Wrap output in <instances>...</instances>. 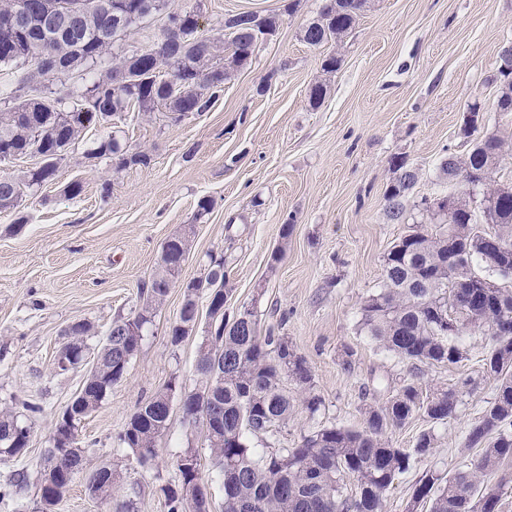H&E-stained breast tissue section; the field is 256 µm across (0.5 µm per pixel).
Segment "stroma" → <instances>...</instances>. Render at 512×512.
Segmentation results:
<instances>
[{
    "label": "stroma",
    "mask_w": 512,
    "mask_h": 512,
    "mask_svg": "<svg viewBox=\"0 0 512 512\" xmlns=\"http://www.w3.org/2000/svg\"><path fill=\"white\" fill-rule=\"evenodd\" d=\"M320 6L321 0H170L171 10L199 12L198 33L211 39L221 38L225 16L242 11L276 16L279 26L206 112L177 124L159 111L131 112L116 127H90L67 149L53 182L25 191L17 213L25 224L0 215V406L19 414L28 403L41 408L29 420L26 452L0 461V512H36L55 420L85 379V368H53L65 330L90 321L96 333L87 345L97 350L113 319L138 312L164 242L180 232L191 240L180 284L146 325L126 377L82 420L86 471L55 512H109V503L87 489L90 472L102 465L114 471L117 496L131 512H166L161 488L178 483L174 461L188 448L200 456L211 512H221V478L180 403L172 405L151 466H140L115 442L172 377L194 386L207 299L198 302L192 336L174 347L167 331L181 309L182 283L201 277L210 256L225 260L232 290L226 316L256 302L262 320L278 326L305 360L322 399L316 413L297 410L277 435L279 447H295L321 427H362L369 398L385 401L407 377L408 366L358 331L360 303L380 288L385 255L417 229L386 217L390 160L400 156L417 169L413 200L432 198L452 190L438 171L444 152L464 154L474 143L460 133L468 104L481 103L485 131L512 133V113L492 108L499 50L512 42V0H370L342 41L313 48L302 29ZM330 53L341 67L328 75L321 63ZM319 81L327 93L314 108L308 92ZM113 133L131 150L147 152L149 166L87 158ZM74 181L83 191L72 199L63 189ZM204 196L214 207L198 221ZM289 217L294 224L285 238L281 226ZM278 250L283 257L272 262ZM458 342L466 360L425 369L423 389L477 374L487 337L468 331ZM349 349L355 367L348 374L341 363ZM493 395L488 383L464 396L456 417L439 427L435 453L415 461L387 492L384 512H406L423 472L466 467L465 434ZM20 474L26 480L19 485Z\"/></svg>",
    "instance_id": "obj_1"
}]
</instances>
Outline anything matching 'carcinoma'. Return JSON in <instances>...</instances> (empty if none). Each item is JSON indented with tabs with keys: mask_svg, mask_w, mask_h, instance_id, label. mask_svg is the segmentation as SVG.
Segmentation results:
<instances>
[{
	"mask_svg": "<svg viewBox=\"0 0 512 512\" xmlns=\"http://www.w3.org/2000/svg\"><path fill=\"white\" fill-rule=\"evenodd\" d=\"M53 6L80 13L78 30L58 36L53 31L31 34L26 61L41 71L42 58L54 54L76 62V68H92L102 62L107 51L124 36V13L139 6L152 13L168 9L169 0H125L108 6L110 0H51ZM369 0H322L317 16L302 30V39L311 47L330 40L341 41L356 26ZM168 20L183 25L187 43L169 49L151 47L140 53L115 54L112 66L102 70L97 81L79 95L83 110L70 107L67 98L51 94L21 101L0 111V146L14 149L16 155L40 157L39 165L18 175L0 176V214L15 211L24 189L40 187L54 180L64 152L92 125L107 123V116L130 110L150 113L162 107L167 113L190 116L206 111L212 100L224 91V82L243 68L238 51L253 41L254 27L268 34L277 30L274 16L243 11L224 18L228 41L218 44L195 36L193 11L170 12ZM96 54L85 57L80 47ZM173 68L172 79L159 78L161 67ZM498 93L493 101L497 112H512V64L498 68ZM110 156L117 167L148 165L143 151L128 152L123 142L109 135L87 152V158ZM512 159V142L494 132L476 141L469 152L459 156L446 152L439 173L446 181L455 180L483 187L485 230L478 224L470 202L461 198L445 213L431 209L424 199L414 205L430 225L399 239L384 257L382 286L367 296L360 307L358 330L378 343L398 361L406 364L411 378L403 381L383 403L364 407L360 430L320 428L302 437L293 448H273L262 453L252 448L250 439L272 437L288 424L297 406L309 413L319 410L322 399L313 392L312 375L305 360L285 336L264 326L255 304L242 305L233 320L221 312L230 295L224 273V258H210L205 276L186 288L179 318L169 327L168 341L178 346L197 327L198 301L209 303L207 336L198 348L195 376L198 386L188 391L183 416L191 424H203L213 466L222 476L223 512H383L387 491L413 462L434 454L439 437L434 426L456 416L466 394L483 383H492L494 398L468 431L465 448L475 451L470 466L450 476L427 471L415 483L407 512H499L503 491L512 478L505 467L512 461V341H493L482 359L478 375L468 376L446 390L423 394L419 380L423 368L458 364L466 359L460 345L448 333V317L459 285L480 276L474 265L482 263L485 238L512 243V188L491 183L492 174ZM394 179L384 200L389 220H408L409 194L418 172L404 158L390 160ZM456 226L457 245L468 246V263L447 270L452 255L448 248L449 226ZM187 234H176L162 246L156 272L143 303L132 317L118 318L108 330L110 339L97 354L100 367L88 372L84 392L74 398L67 412L74 427L97 411L112 386L127 374L139 350L142 330L177 282L189 254ZM482 301L463 327L481 331L488 321H512V281L497 288H482ZM69 348L87 350L85 337L94 335L88 321L70 328ZM298 387L288 391L284 380ZM177 379H172L145 401L116 436L118 447L128 450L142 464L156 457L159 441L168 429L171 401ZM423 415L432 427L421 431L410 449L396 448L387 432L405 426ZM28 427L9 408L0 410V447L5 456L17 457L26 448L17 443ZM46 468L40 484L38 512H52L73 481L83 472L86 458L80 439L69 448L49 447ZM180 485L165 486L167 512H210L207 487L201 470L181 469ZM501 473L497 480L491 479ZM195 483L182 493L183 486ZM89 492L104 500H114L112 468L96 469L88 481Z\"/></svg>",
	"mask_w": 512,
	"mask_h": 512,
	"instance_id": "1",
	"label": "carcinoma"
}]
</instances>
